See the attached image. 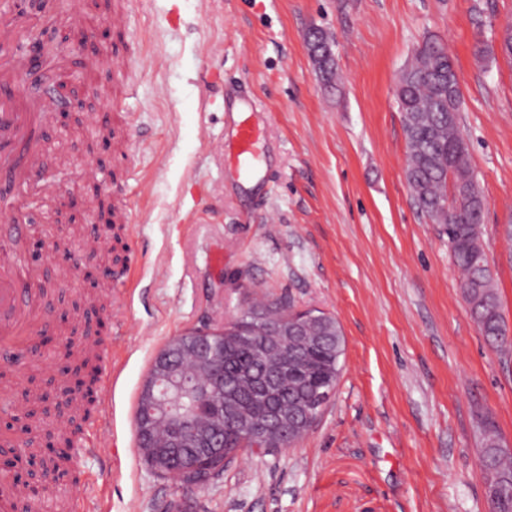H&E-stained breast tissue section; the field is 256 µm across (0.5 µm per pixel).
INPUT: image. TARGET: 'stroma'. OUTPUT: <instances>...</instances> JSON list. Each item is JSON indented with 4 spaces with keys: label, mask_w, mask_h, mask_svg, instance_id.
<instances>
[{
    "label": "stroma",
    "mask_w": 512,
    "mask_h": 512,
    "mask_svg": "<svg viewBox=\"0 0 512 512\" xmlns=\"http://www.w3.org/2000/svg\"><path fill=\"white\" fill-rule=\"evenodd\" d=\"M132 69L112 76V110L132 144L103 147L87 100L70 130L44 135V167L83 193L96 162L102 197L123 214L100 226L90 264L117 262L98 375L81 425L77 512H488L481 415L512 449V350L473 322L438 225L405 178L396 104L400 71L426 39L448 49L463 95L460 130L485 199L482 242L512 328V60L474 54L512 22V0H124ZM334 42L328 85L304 41ZM244 91L259 109L265 190H242L220 147L213 102ZM209 130L208 141L198 137ZM56 318L90 284L66 288L42 267ZM292 300L340 323L336 390L294 446L237 457L203 490L157 477L138 448L135 414L158 351L192 329L235 322L256 301Z\"/></svg>",
    "instance_id": "35a3bbf8"
}]
</instances>
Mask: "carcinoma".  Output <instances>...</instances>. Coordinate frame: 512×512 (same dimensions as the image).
I'll list each match as a JSON object with an SVG mask.
<instances>
[{
  "label": "carcinoma",
  "mask_w": 512,
  "mask_h": 512,
  "mask_svg": "<svg viewBox=\"0 0 512 512\" xmlns=\"http://www.w3.org/2000/svg\"><path fill=\"white\" fill-rule=\"evenodd\" d=\"M310 57L322 78L331 83L335 70L333 54L326 48L325 33L312 28L304 36ZM453 67L445 45L426 40L419 45L398 78L396 99L401 112L406 140L405 177L418 211L441 227L448 236V247L462 273L461 289L474 323L487 342L495 348L512 347V332L501 312L499 296L482 243L481 224L485 200L471 167L468 145L459 130L462 92L448 98V69ZM336 344L301 346L288 352V371L282 382L293 394L296 387L314 399L329 391L340 371L345 338L336 326ZM261 339L241 335V327L224 334V369L232 372L250 369L261 363ZM80 377L75 393L63 391L67 409L92 403L93 359L83 357L72 367ZM481 448L482 472L494 474V488L488 492L492 512H512V451L505 448L494 423L483 422ZM168 423L159 424L152 447L143 449L148 465L154 452L166 447ZM25 455L37 458L42 466L61 475L67 472L69 456L65 452L50 455L43 450L27 449Z\"/></svg>",
  "instance_id": "obj_1"
}]
</instances>
